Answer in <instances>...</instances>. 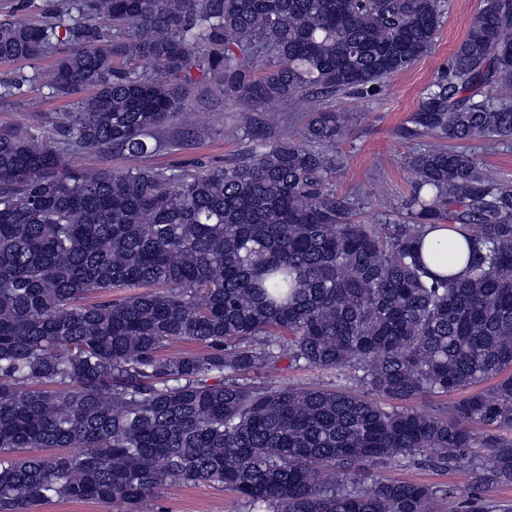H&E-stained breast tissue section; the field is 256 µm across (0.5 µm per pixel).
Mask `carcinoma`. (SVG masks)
Returning <instances> with one entry per match:
<instances>
[{"instance_id": "carcinoma-1", "label": "carcinoma", "mask_w": 512, "mask_h": 512, "mask_svg": "<svg viewBox=\"0 0 512 512\" xmlns=\"http://www.w3.org/2000/svg\"><path fill=\"white\" fill-rule=\"evenodd\" d=\"M447 6L58 0L53 21L0 19L1 63L56 56L0 88L74 99L54 138L0 125V512H159L160 490L198 484L249 512H444L452 489L374 476L417 456L512 485V182L469 148L512 138V99L495 94L512 86V0H488L410 115L430 139L409 160L414 223L360 224L333 188L348 132L333 101L430 53ZM202 82L232 112L329 102L295 138L261 117L263 141L221 166H155L159 130ZM76 152L137 164L74 168ZM447 222L467 244L459 277L422 256ZM178 344L200 350L167 356ZM285 359L376 398L260 381ZM492 376L444 415L409 406ZM120 510H122V507L116 504L53 499L36 507L32 512H121Z\"/></svg>"}]
</instances>
